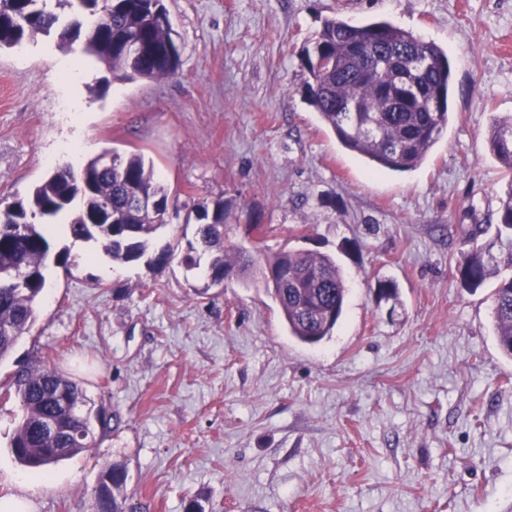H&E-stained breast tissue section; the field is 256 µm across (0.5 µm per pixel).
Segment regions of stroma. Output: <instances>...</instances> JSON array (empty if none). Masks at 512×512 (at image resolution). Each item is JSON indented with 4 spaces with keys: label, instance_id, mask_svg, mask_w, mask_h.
Here are the masks:
<instances>
[{
    "label": "stroma",
    "instance_id": "35a3bbf8",
    "mask_svg": "<svg viewBox=\"0 0 512 512\" xmlns=\"http://www.w3.org/2000/svg\"><path fill=\"white\" fill-rule=\"evenodd\" d=\"M178 74L118 79L50 36L0 48V199L105 151L144 153L183 204L224 199L251 252L336 256L349 288L333 336L291 337L260 277L214 284L179 253L169 214L148 255L112 262L58 232L32 330L0 361L48 362L113 416L50 467L35 512H94L101 470L125 466L126 512H512V359L493 284L463 288L469 231L491 246L512 179L487 147L512 114V0H163ZM330 17L383 19L447 50L448 131L409 172H372L308 103L303 55ZM89 75L60 81V64ZM255 224L272 232L252 234ZM396 299L377 302L379 281ZM0 399V497L31 479Z\"/></svg>",
    "mask_w": 512,
    "mask_h": 512
}]
</instances>
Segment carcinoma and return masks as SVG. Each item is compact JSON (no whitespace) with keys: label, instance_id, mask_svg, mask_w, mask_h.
<instances>
[{"label":"carcinoma","instance_id":"obj_1","mask_svg":"<svg viewBox=\"0 0 512 512\" xmlns=\"http://www.w3.org/2000/svg\"><path fill=\"white\" fill-rule=\"evenodd\" d=\"M162 0H0V48L19 45L36 34L55 35L69 48L82 40L84 51L124 79L171 78L179 68V51L171 24L158 13ZM139 43L141 54L129 44ZM309 80L306 97L322 120L347 149L367 159L376 169L407 172L419 166L448 126L450 63L436 43L386 20L352 24L324 20L318 40L307 54ZM488 148L508 175H512V115L491 122ZM146 197L169 201L168 188L141 153L125 157L112 153L90 160L83 168L54 169L29 195L10 202L0 200V361L37 319V301L46 288L49 258L65 263L69 254L52 253L45 226L79 199L68 228L74 238L100 244L117 264L142 259L161 227L165 210L131 204L127 185ZM112 199L122 224L103 228L110 216L100 201ZM192 209L199 222L196 243L181 261L197 269L203 255L219 274L247 276L258 269L266 293L278 304L288 332L297 341L317 345L333 335L348 288L336 259L305 250H282L258 259L224 246L228 205ZM497 239L500 263L512 270V183L500 200ZM28 272L23 285L10 280L12 270ZM460 281L476 289L500 270L484 259L483 249L460 253L456 262ZM495 338L504 355L512 358V275L500 277L493 292ZM11 385L23 414L9 448L14 459L39 473L46 467L92 447L87 437L100 410L86 392L55 367L42 363L19 368ZM100 478L112 500V512H125L121 492L126 468L104 467Z\"/></svg>","mask_w":512,"mask_h":512}]
</instances>
